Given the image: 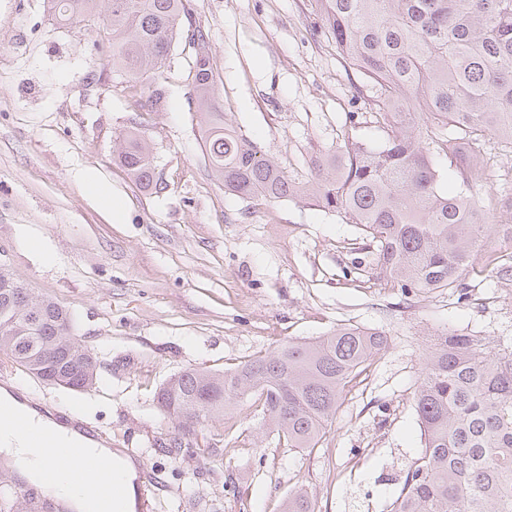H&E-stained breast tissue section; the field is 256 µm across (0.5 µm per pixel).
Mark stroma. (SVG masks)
<instances>
[{"mask_svg":"<svg viewBox=\"0 0 512 512\" xmlns=\"http://www.w3.org/2000/svg\"><path fill=\"white\" fill-rule=\"evenodd\" d=\"M163 74L132 88L93 25L58 24L43 0H0V263L75 318L96 352L95 388L34 381L0 357L10 385L142 454L150 512H278L295 487L316 512H389L424 447L413 405L423 354L443 331L512 337V281L481 276L512 224V154L462 183L445 156L441 186L469 196L495 230L475 252L464 298L402 294L366 266L360 230L301 200L226 193L204 164L192 75L207 36L215 108L284 171L309 174L343 137L373 147L375 93L337 53L310 0H187ZM135 129L152 147L156 191L113 158ZM107 185L113 219L93 191ZM350 323L385 332L317 447L269 434L254 402L186 433L154 395L187 368H232L291 339Z\"/></svg>","mask_w":512,"mask_h":512,"instance_id":"obj_1","label":"stroma"}]
</instances>
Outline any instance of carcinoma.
<instances>
[{
	"label": "carcinoma",
	"instance_id": "1",
	"mask_svg": "<svg viewBox=\"0 0 512 512\" xmlns=\"http://www.w3.org/2000/svg\"><path fill=\"white\" fill-rule=\"evenodd\" d=\"M46 7L62 25L98 20L112 68L135 84L161 74L185 15L184 0H46ZM314 7L338 53L375 89L386 144L347 137L316 157L323 177L286 173L213 111V72L199 33L193 91L212 174L243 199L312 201L356 225L379 278L405 294L463 293L492 227L465 196L441 189L430 148L464 183L489 154V136L512 153V0H314ZM117 158L135 181L161 189L144 136H124ZM486 267L507 280L512 256L490 255ZM383 343L375 328L340 324L230 370L187 368L160 387L156 404L186 429L201 398L206 421L253 398L278 439L314 448ZM0 353L37 380L47 373L44 384L76 392L92 390L101 367L68 310L32 296L1 265ZM424 361L413 396L424 448L390 512H512V339L491 346L446 333ZM0 502L25 512L13 483L0 482ZM282 512H315V501L299 488Z\"/></svg>",
	"mask_w": 512,
	"mask_h": 512
}]
</instances>
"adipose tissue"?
Masks as SVG:
<instances>
[{
  "instance_id": "adipose-tissue-1",
  "label": "adipose tissue",
  "mask_w": 512,
  "mask_h": 512,
  "mask_svg": "<svg viewBox=\"0 0 512 512\" xmlns=\"http://www.w3.org/2000/svg\"><path fill=\"white\" fill-rule=\"evenodd\" d=\"M0 404L10 407L17 415L26 419L29 426L36 431L51 435L60 447L59 454L48 456L43 449L30 447L28 442L18 436L11 427H0V466L16 474L33 485L44 497L63 502L69 512H97L98 502L89 492L75 488L68 482L70 459L63 449L79 435L71 427L55 421L51 416L38 413L22 404L18 399L4 397ZM92 457L108 458L113 468L108 473L109 479L118 481L123 486L120 498L112 504V512H132L135 504V470L131 463L121 458L119 452L99 444H91ZM55 469V479H47V469Z\"/></svg>"
}]
</instances>
